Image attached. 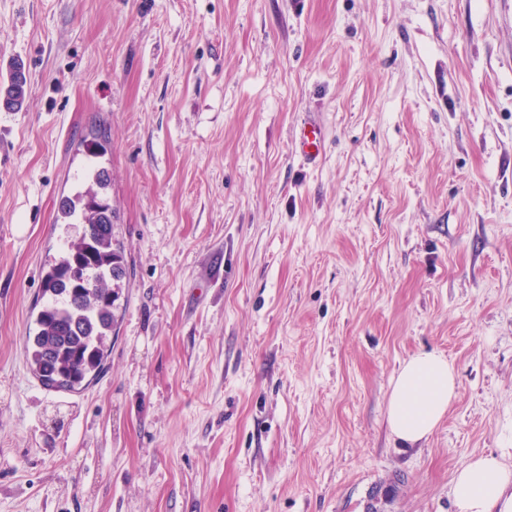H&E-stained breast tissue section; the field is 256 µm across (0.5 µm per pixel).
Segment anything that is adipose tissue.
<instances>
[{
  "mask_svg": "<svg viewBox=\"0 0 512 512\" xmlns=\"http://www.w3.org/2000/svg\"><path fill=\"white\" fill-rule=\"evenodd\" d=\"M457 395L454 368L440 353L421 352L402 365L388 405V425L402 443L427 438ZM452 495L457 512H512V467L496 456H472L455 473Z\"/></svg>",
  "mask_w": 512,
  "mask_h": 512,
  "instance_id": "1",
  "label": "adipose tissue"
}]
</instances>
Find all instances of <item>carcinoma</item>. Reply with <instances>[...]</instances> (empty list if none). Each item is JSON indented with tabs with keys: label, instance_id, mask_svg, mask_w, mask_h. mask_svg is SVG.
<instances>
[{
	"label": "carcinoma",
	"instance_id": "carcinoma-1",
	"mask_svg": "<svg viewBox=\"0 0 512 512\" xmlns=\"http://www.w3.org/2000/svg\"><path fill=\"white\" fill-rule=\"evenodd\" d=\"M106 136L96 130L83 152L103 157ZM87 187L66 197L59 209L64 224L82 225V234L42 271L43 303L26 336L32 373L48 391L73 392L102 364L116 325V301L127 268L114 235L116 210L105 190L106 168L85 174Z\"/></svg>",
	"mask_w": 512,
	"mask_h": 512
}]
</instances>
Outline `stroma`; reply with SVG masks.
<instances>
[{
    "label": "stroma",
    "mask_w": 512,
    "mask_h": 512,
    "mask_svg": "<svg viewBox=\"0 0 512 512\" xmlns=\"http://www.w3.org/2000/svg\"><path fill=\"white\" fill-rule=\"evenodd\" d=\"M16 57L0 512H455L471 456L512 466V0H0ZM94 126L130 278L102 372L54 393L23 343ZM420 351L457 396L406 445ZM321 126L313 119L305 120L295 136V152L310 162L318 161L321 151ZM457 395L454 368L441 353L421 352L402 365L388 405V425L404 444L427 438Z\"/></svg>",
    "instance_id": "1"
}]
</instances>
